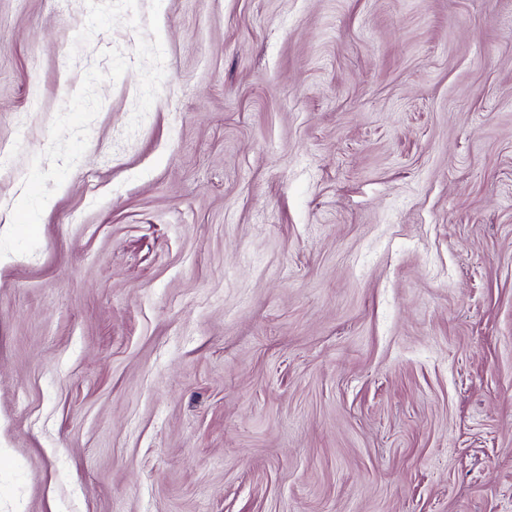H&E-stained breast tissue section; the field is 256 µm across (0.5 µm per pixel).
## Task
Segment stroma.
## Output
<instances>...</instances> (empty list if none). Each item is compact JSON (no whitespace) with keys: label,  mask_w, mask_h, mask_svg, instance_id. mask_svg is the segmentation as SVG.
<instances>
[{"label":"stroma","mask_w":512,"mask_h":512,"mask_svg":"<svg viewBox=\"0 0 512 512\" xmlns=\"http://www.w3.org/2000/svg\"><path fill=\"white\" fill-rule=\"evenodd\" d=\"M0 512H512V0H0Z\"/></svg>","instance_id":"1"}]
</instances>
